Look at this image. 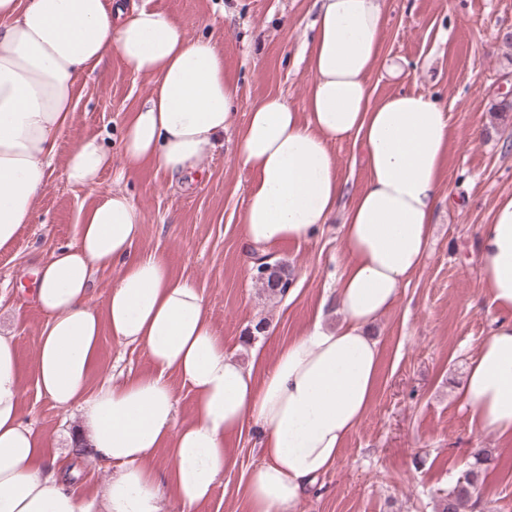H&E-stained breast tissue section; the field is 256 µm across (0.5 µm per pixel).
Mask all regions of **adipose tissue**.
Returning <instances> with one entry per match:
<instances>
[{
	"label": "adipose tissue",
	"mask_w": 512,
	"mask_h": 512,
	"mask_svg": "<svg viewBox=\"0 0 512 512\" xmlns=\"http://www.w3.org/2000/svg\"><path fill=\"white\" fill-rule=\"evenodd\" d=\"M304 45L307 109L282 96L256 102L236 125L239 88L224 55L153 9L123 13L110 0H0V249L31 223L47 187L56 138L70 123L76 87L111 55L149 78L128 112L119 148L80 139L69 181H124L146 164L172 178L195 175L237 126L236 163L251 173L240 224L261 254L306 243L342 214L346 259L333 303L284 344L262 381L224 349L197 284L137 248L144 214L123 190L84 212L75 245L36 271V305L47 314L32 371L39 391L78 407L77 443L111 464L94 501L54 472L44 440L24 423L18 356L0 334V512H195L224 471L238 465L225 443L252 426L263 460L247 477L250 512H296L339 461L376 391L377 321L421 266L441 203L440 171L451 138L438 97L400 91L373 101L369 75L381 56L386 0H315ZM352 142L368 173L353 202L333 146ZM480 278L501 311L470 361L461 399L476 435L512 441V196L501 199L478 243ZM116 269L104 308L89 302L95 272ZM142 348L153 370L92 384L103 333ZM177 373L196 396L193 422L178 424ZM169 446L171 468L151 466Z\"/></svg>",
	"instance_id": "ef3b65f1"
}]
</instances>
